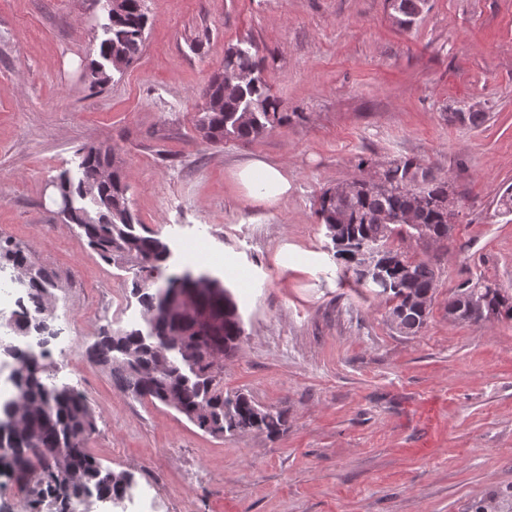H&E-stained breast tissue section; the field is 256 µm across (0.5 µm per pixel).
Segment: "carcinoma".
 I'll return each instance as SVG.
<instances>
[{"label": "carcinoma", "mask_w": 512, "mask_h": 512, "mask_svg": "<svg viewBox=\"0 0 512 512\" xmlns=\"http://www.w3.org/2000/svg\"><path fill=\"white\" fill-rule=\"evenodd\" d=\"M427 0H399L395 21L407 29ZM147 17L142 0H122L112 9L100 58L130 64L145 43ZM255 55L230 49L224 57V84L208 86L198 128L213 143L227 136L254 140L288 119L278 100L261 81ZM112 167V183L97 190L109 207L89 209L83 185L96 179L99 167ZM57 191L72 197L66 223L78 227L90 247L108 264L132 273L131 293L141 307L139 327L105 329L88 357L112 373L114 383L136 399H148L175 409L199 429L222 437L257 431L277 436L286 425L285 413L256 404L243 392L224 391V355L232 354L244 334L238 304L223 281L208 272L187 276L170 269L168 242L135 222L116 157L111 148H83L81 177L63 171L55 177ZM448 197V181L419 162L395 161L378 178L360 175L322 192L316 214L327 229L336 255L348 262L345 273L357 285H370L389 304L388 319L400 332L418 333L426 324L435 299L437 277L426 261L387 247L394 236L437 243L450 235L453 222L438 208ZM31 270L24 282L28 309H18L4 325L20 337L31 333L53 337L48 309L56 287L53 273L32 260L29 250L0 239V270ZM477 296L485 314L512 319V291L467 281L449 304ZM173 294H190L208 317L198 324L175 306L162 308ZM0 354L13 360L8 380L13 392L0 398V477L26 492V512H89L96 503H115L134 487L129 472H115L91 455L86 444L96 429L86 398L67 385L43 377L45 351H21L8 340Z\"/></svg>", "instance_id": "carcinoma-1"}]
</instances>
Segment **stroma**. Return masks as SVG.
Instances as JSON below:
<instances>
[{"label": "stroma", "instance_id": "35a3bbf8", "mask_svg": "<svg viewBox=\"0 0 512 512\" xmlns=\"http://www.w3.org/2000/svg\"><path fill=\"white\" fill-rule=\"evenodd\" d=\"M141 53L103 88L89 73L107 21L94 0H0V239L57 279L56 382L82 392L88 450L135 476L113 512H471L512 488V320L452 322L468 280L512 289V0H428L410 29L388 0H145ZM253 48L290 121L215 144L196 128L230 47ZM452 112H483L474 127ZM111 147L139 223L171 269L223 280L243 318L224 388L286 411L275 438L215 437L121 391L87 352L139 323L128 274L64 224L47 184L80 176L82 149ZM412 158L460 202L441 246L396 238L429 262L435 301L399 333L373 289L343 276L315 215L322 190ZM284 165L278 206L253 205L232 173Z\"/></svg>", "mask_w": 512, "mask_h": 512}]
</instances>
